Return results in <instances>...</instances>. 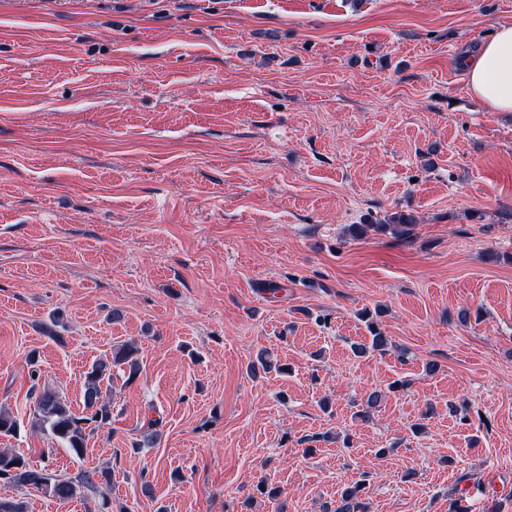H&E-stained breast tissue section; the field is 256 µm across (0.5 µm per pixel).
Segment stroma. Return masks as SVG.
<instances>
[{
  "mask_svg": "<svg viewBox=\"0 0 512 512\" xmlns=\"http://www.w3.org/2000/svg\"><path fill=\"white\" fill-rule=\"evenodd\" d=\"M501 22L512 0H0V449L112 470L27 512H332L365 471L369 512H512V113L458 64ZM394 213L411 236L346 232ZM364 308L394 351L354 355ZM127 340L142 372L83 457L31 428L33 390L82 412Z\"/></svg>",
  "mask_w": 512,
  "mask_h": 512,
  "instance_id": "stroma-1",
  "label": "stroma"
}]
</instances>
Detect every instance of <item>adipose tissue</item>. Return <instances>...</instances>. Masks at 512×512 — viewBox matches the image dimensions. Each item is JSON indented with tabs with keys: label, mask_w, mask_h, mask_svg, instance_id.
Here are the masks:
<instances>
[{
	"label": "adipose tissue",
	"mask_w": 512,
	"mask_h": 512,
	"mask_svg": "<svg viewBox=\"0 0 512 512\" xmlns=\"http://www.w3.org/2000/svg\"><path fill=\"white\" fill-rule=\"evenodd\" d=\"M468 88L491 112H512V22L498 24L493 38L467 63Z\"/></svg>",
	"instance_id": "adipose-tissue-1"
}]
</instances>
